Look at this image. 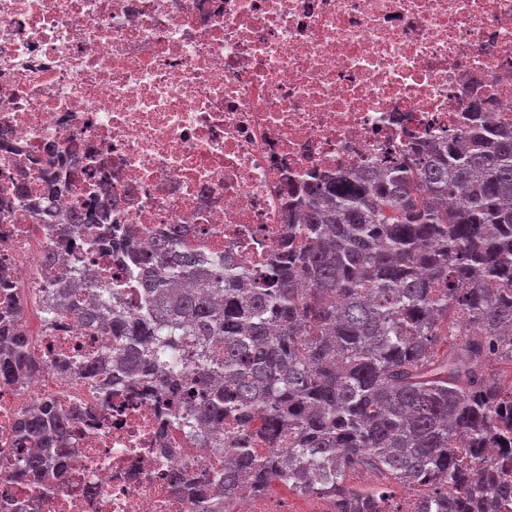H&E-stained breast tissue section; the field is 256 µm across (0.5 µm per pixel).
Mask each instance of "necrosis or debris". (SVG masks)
I'll use <instances>...</instances> for the list:
<instances>
[{"instance_id":"1","label":"necrosis or debris","mask_w":512,"mask_h":512,"mask_svg":"<svg viewBox=\"0 0 512 512\" xmlns=\"http://www.w3.org/2000/svg\"><path fill=\"white\" fill-rule=\"evenodd\" d=\"M478 99L512 125V0H0V309L23 299L40 361L0 381V512H208L211 459L160 439L171 411L151 383L107 398L97 377L57 370V353L93 357L113 338L39 320L44 254L102 281L138 269L103 225L52 234L49 162L71 182L54 213L82 206L90 170L140 253L174 224L259 274L302 181L447 138L480 120ZM49 401L71 412L76 454L22 489L15 428Z\"/></svg>"}]
</instances>
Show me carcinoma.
I'll use <instances>...</instances> for the list:
<instances>
[{
    "mask_svg": "<svg viewBox=\"0 0 512 512\" xmlns=\"http://www.w3.org/2000/svg\"><path fill=\"white\" fill-rule=\"evenodd\" d=\"M89 199L69 222L98 221ZM171 230L155 237L125 310L123 288L48 266L67 309L114 338L118 359H59L62 374L101 372L106 386L147 375L173 396V426L215 457L211 512L239 484L318 496L331 512H491L512 502V129L488 118L375 167L319 176L256 281L222 255L204 257ZM88 290L92 308L74 295ZM443 352H438L440 346ZM36 368L26 326L0 329V379ZM236 431L223 439L224 421ZM70 414L51 402L24 418L39 448L17 483L47 474ZM374 486L352 481L359 472ZM405 497L393 511L384 504Z\"/></svg>",
    "mask_w": 512,
    "mask_h": 512,
    "instance_id": "obj_1",
    "label": "carcinoma"
}]
</instances>
